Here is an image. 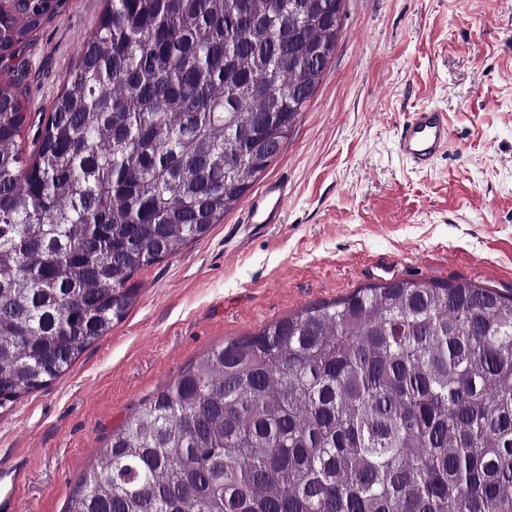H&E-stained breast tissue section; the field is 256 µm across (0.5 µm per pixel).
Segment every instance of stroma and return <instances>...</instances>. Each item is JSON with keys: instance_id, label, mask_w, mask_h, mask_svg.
I'll list each match as a JSON object with an SVG mask.
<instances>
[{"instance_id": "stroma-1", "label": "stroma", "mask_w": 512, "mask_h": 512, "mask_svg": "<svg viewBox=\"0 0 512 512\" xmlns=\"http://www.w3.org/2000/svg\"><path fill=\"white\" fill-rule=\"evenodd\" d=\"M106 6L68 0L15 70L48 119ZM448 114L425 169L397 150L412 112ZM288 185L281 221L244 206L140 269L125 318L49 385L0 408V512H64L114 430L211 348L372 283L466 280L512 294V0H344L307 108L254 182Z\"/></svg>"}]
</instances>
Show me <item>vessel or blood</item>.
I'll return each mask as SVG.
<instances>
[{"mask_svg": "<svg viewBox=\"0 0 512 512\" xmlns=\"http://www.w3.org/2000/svg\"><path fill=\"white\" fill-rule=\"evenodd\" d=\"M448 115L436 108L413 112L401 127L397 141L400 154L414 167L424 169L448 146ZM287 197L286 184L268 182L245 209L243 222L249 228L279 223Z\"/></svg>", "mask_w": 512, "mask_h": 512, "instance_id": "vessel-or-blood-1", "label": "vessel or blood"}]
</instances>
